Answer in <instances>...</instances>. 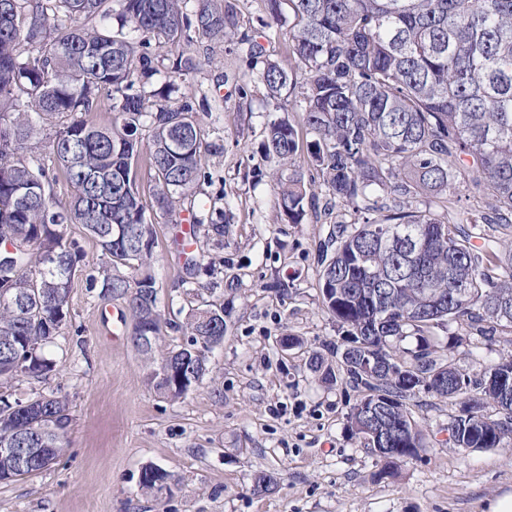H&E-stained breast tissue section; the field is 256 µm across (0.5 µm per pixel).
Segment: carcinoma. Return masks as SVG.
I'll return each instance as SVG.
<instances>
[{"label":"carcinoma","mask_w":512,"mask_h":512,"mask_svg":"<svg viewBox=\"0 0 512 512\" xmlns=\"http://www.w3.org/2000/svg\"><path fill=\"white\" fill-rule=\"evenodd\" d=\"M54 0L48 16L40 0H0V448H27L43 437L51 459L64 455L72 422L68 397L51 390L27 400L4 391L20 378L45 381L55 364L44 348L68 322L71 283L84 250L66 236L80 224L101 250L102 292L124 301L132 336L149 364L158 395L185 396L183 381L209 372L208 353L224 335V301L189 308L172 329L182 342L158 346L162 332L158 289L148 271L155 246L146 220L138 168L154 173V207L176 215L180 199L193 198L191 238L221 241L224 212L218 198L197 196L213 183L207 157L221 146L204 141L192 102H174L175 78L197 68L179 54L168 81L146 91L158 72L159 49L195 38L221 41L238 34L231 0ZM288 5L292 19L282 12ZM262 28L288 41L297 72L265 54L248 34L251 63L238 90L260 82L275 109L301 86L292 107L312 135L307 157L299 132L286 117L270 121L266 158L290 170L275 175L276 204L290 224H302L319 207L316 172L329 201L351 208L352 224H338L320 245V294L325 311L346 332L350 346L334 345L347 381L366 391L350 410L349 431L363 440L372 427L364 407L381 403L386 444L374 453L377 476L394 477L398 462L426 447L419 426L398 427L411 416L418 393L446 400L457 414L448 424L453 447L497 448L512 438V355L480 373L453 359L462 338L443 343L447 325L467 326L489 340L499 326L512 328V0H267ZM62 33L52 37L50 18ZM115 18L117 26L107 24ZM36 47L22 57L21 43ZM111 90L112 120L88 118L97 95ZM58 127L52 154L73 188L67 206L57 199V177L31 147L44 124ZM149 128L142 151L139 130ZM493 200L490 213L452 215L467 194ZM432 198L448 203L430 209ZM133 269L126 277L118 270ZM203 270L185 254L187 281ZM371 355L394 367L372 379L361 372ZM496 407L497 418L485 414ZM20 469L0 454V481L41 472ZM174 477L159 466L139 476L141 493L172 491ZM277 478L259 472L252 492L263 495Z\"/></svg>","instance_id":"carcinoma-1"}]
</instances>
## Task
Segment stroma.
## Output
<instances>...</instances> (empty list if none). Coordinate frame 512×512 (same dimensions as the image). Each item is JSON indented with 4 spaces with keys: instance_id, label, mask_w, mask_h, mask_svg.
Here are the masks:
<instances>
[{
    "instance_id": "1",
    "label": "stroma",
    "mask_w": 512,
    "mask_h": 512,
    "mask_svg": "<svg viewBox=\"0 0 512 512\" xmlns=\"http://www.w3.org/2000/svg\"><path fill=\"white\" fill-rule=\"evenodd\" d=\"M184 50L201 64L180 81L179 94L209 99L205 139L224 146L208 158L214 183L206 189L223 198L224 245H198L217 277L183 283L185 257L153 207L149 168L141 169L139 188L157 233L152 273L163 320L223 298L224 345L185 398L157 395L130 341L122 300L87 285V270L101 265L99 248L82 225H68L85 269L72 283L67 327L44 349L55 373L45 384L17 381L12 392L27 398L51 387L67 394L69 445L49 470L0 483V512H484L487 501L512 490V447H452L447 402L424 393L411 400L428 446L420 458L401 461L396 477H378L375 457L351 437L348 414L359 390L342 374L322 382L308 363L339 338L322 309L319 245L333 225L353 223L355 215L340 205L318 221L281 220L274 165L261 151L273 105L261 83L244 96L237 90L247 44L198 40ZM283 336L298 337L300 347L282 350ZM510 354L506 331L489 341L464 337L454 358L478 372ZM149 464L179 478L172 495L141 494L139 473ZM261 471L276 473L279 485L257 496L250 487Z\"/></svg>"
}]
</instances>
